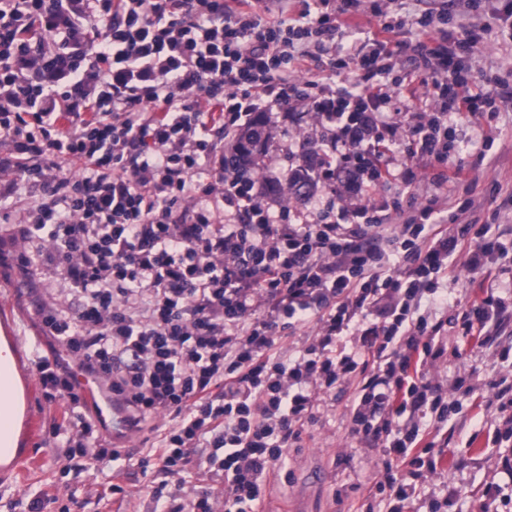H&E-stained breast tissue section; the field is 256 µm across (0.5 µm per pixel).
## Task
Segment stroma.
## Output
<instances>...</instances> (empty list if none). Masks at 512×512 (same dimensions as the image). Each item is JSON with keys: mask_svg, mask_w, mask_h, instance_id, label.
Returning <instances> with one entry per match:
<instances>
[{"mask_svg": "<svg viewBox=\"0 0 512 512\" xmlns=\"http://www.w3.org/2000/svg\"><path fill=\"white\" fill-rule=\"evenodd\" d=\"M474 65L476 75L500 76L512 85V38L491 34L475 55ZM485 127L492 128L493 143L483 142L481 130ZM317 135L307 114L281 118L277 137L261 158V166L276 172L288 164H300L304 145ZM457 140L460 158L475 181L472 191L456 193L448 186L432 184L439 166L424 160L419 172L429 179L428 195L438 197L441 207L458 214L463 224L486 220L493 210H501L500 229L506 234L512 232V209L503 206L512 198V102L502 107L493 122L475 119L458 125ZM469 198L474 201L473 208L462 211V204ZM0 254L5 257L0 265V293L11 296L5 308L0 309V322L9 325L16 367L25 372L33 367L41 331L31 315L27 286L16 269L11 246L1 248ZM464 364L476 369V395L483 401H493L490 383L500 375L501 368L487 351L475 349L460 358L453 351H446L435 372L449 380ZM349 399L346 389L322 398L317 419L304 432L300 447L288 449L281 469L268 475L257 512H360L375 491L381 451L364 447L352 435ZM30 408L33 426L20 433L16 451L22 468L15 475L0 471V512H24V499L44 492L52 494L63 486L73 489L75 495L61 498L54 505V512H151L150 483L137 464L129 465L124 482L133 494L131 502L103 500L107 487L103 476L84 458L66 456L61 438L51 431L53 421L63 415L62 406L46 402L43 389L37 384L32 389ZM491 418V411L483 410L450 420L436 434L443 454L425 490L440 497L448 490H456L457 512H474L489 481L512 492V478L501 470L503 457L512 458V447H487Z\"/></svg>", "mask_w": 512, "mask_h": 512, "instance_id": "stroma-1", "label": "stroma"}]
</instances>
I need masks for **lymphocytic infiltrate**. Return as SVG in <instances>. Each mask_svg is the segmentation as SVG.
I'll use <instances>...</instances> for the list:
<instances>
[{"mask_svg":"<svg viewBox=\"0 0 512 512\" xmlns=\"http://www.w3.org/2000/svg\"><path fill=\"white\" fill-rule=\"evenodd\" d=\"M286 2L0 0V245L16 247L49 342L35 368L47 399L71 403L69 446L102 464L123 455L100 444L112 426L100 402L119 412L120 440L171 413L138 461L160 478L153 512H253L320 395L339 385L354 388L353 434L383 453L387 512H404L440 457L427 425L476 406L467 376L447 385L430 374L445 324L512 365V340H498L511 290L487 291L452 321L438 316L442 282L512 254L491 223L444 217L433 197L399 224V203L331 198L293 222L224 166L226 140L263 113L304 105L330 131L324 178L348 195L397 180L413 189L425 157L449 163L438 183L468 185L455 125L500 110L472 65L487 22L374 0L379 32L339 43L336 15L360 0L335 12L332 0H295L291 15ZM390 32L413 64L392 93L382 83ZM321 60L329 79L311 71ZM420 86L426 112L409 104ZM30 184L41 195L15 216ZM46 273L60 283L50 296L36 286ZM309 322L313 336L289 354V333ZM492 386L487 441L499 446L512 443V379ZM194 457L222 493L188 483Z\"/></svg>","mask_w":512,"mask_h":512,"instance_id":"obj_1","label":"lymphocytic infiltrate"}]
</instances>
